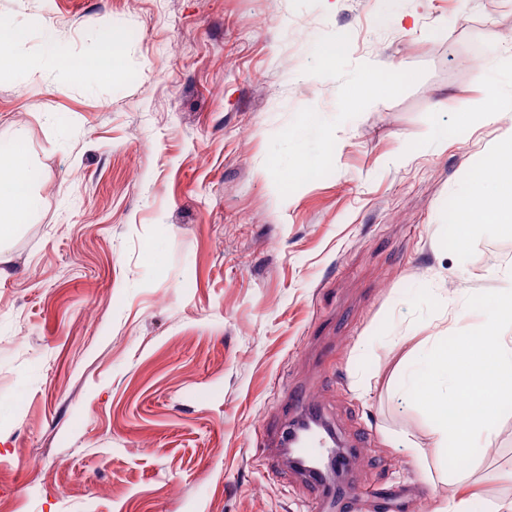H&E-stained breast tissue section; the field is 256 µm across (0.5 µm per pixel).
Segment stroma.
<instances>
[{
  "instance_id": "obj_1",
  "label": "stroma",
  "mask_w": 512,
  "mask_h": 512,
  "mask_svg": "<svg viewBox=\"0 0 512 512\" xmlns=\"http://www.w3.org/2000/svg\"><path fill=\"white\" fill-rule=\"evenodd\" d=\"M1 22L24 35L0 147L25 127L40 205L0 239V512H317L265 448L296 389L352 459L340 512H436L450 474L421 477L402 386L512 268V233L445 222L512 133V0H0ZM48 31L74 61L112 32L111 75L44 68ZM461 478L472 512L512 500V413Z\"/></svg>"
}]
</instances>
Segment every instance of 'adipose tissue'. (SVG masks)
<instances>
[{"mask_svg": "<svg viewBox=\"0 0 512 512\" xmlns=\"http://www.w3.org/2000/svg\"><path fill=\"white\" fill-rule=\"evenodd\" d=\"M94 39L99 53L78 65L70 64L63 48L52 46L50 66H68L71 76L85 83L104 77L112 69L108 56L112 52L113 36L101 31ZM13 138L16 149L9 154L6 174L0 178V229L4 231L24 223L26 216L38 205L32 190L36 162L18 149L26 139L25 130L15 129ZM489 179L499 186L498 194L490 199L482 193L483 185ZM472 183L470 192L457 198L446 217L447 223L460 228L470 224H492L512 230V136L500 142L487 164L474 173Z\"/></svg>", "mask_w": 512, "mask_h": 512, "instance_id": "ef3b65f1", "label": "adipose tissue"}]
</instances>
